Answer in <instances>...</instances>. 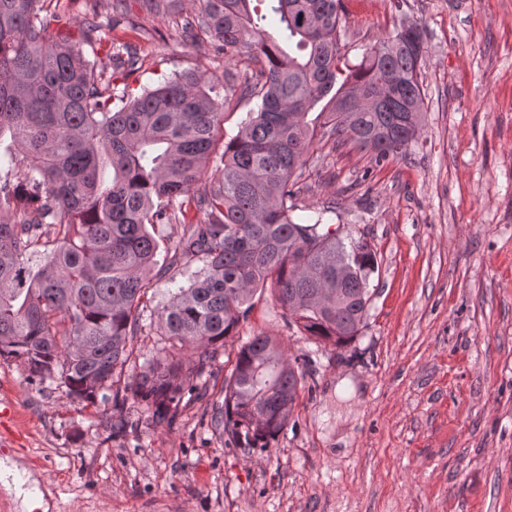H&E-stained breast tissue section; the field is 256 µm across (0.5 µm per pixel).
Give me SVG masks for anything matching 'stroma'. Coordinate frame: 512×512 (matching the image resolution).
<instances>
[{
    "label": "stroma",
    "instance_id": "35a3bbf8",
    "mask_svg": "<svg viewBox=\"0 0 512 512\" xmlns=\"http://www.w3.org/2000/svg\"><path fill=\"white\" fill-rule=\"evenodd\" d=\"M344 52L404 22L424 33V122L381 166L314 140L296 199L335 201L342 224L374 247L379 268L358 338L305 335L269 291L218 348L172 423L144 401L68 398L58 381L0 360V406L13 424L0 457L20 459L51 492L49 512H512V0H344ZM74 24L94 18L89 60L136 49L133 93L164 75L202 71L224 98V132L253 108L233 77L243 51L185 41L196 0L131 4L113 18L92 0H49ZM277 337L304 372L287 427L266 448H239L213 424L224 379L250 336ZM358 380L350 398L342 377Z\"/></svg>",
    "mask_w": 512,
    "mask_h": 512
}]
</instances>
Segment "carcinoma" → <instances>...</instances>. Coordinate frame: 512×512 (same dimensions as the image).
I'll return each mask as SVG.
<instances>
[{
	"mask_svg": "<svg viewBox=\"0 0 512 512\" xmlns=\"http://www.w3.org/2000/svg\"><path fill=\"white\" fill-rule=\"evenodd\" d=\"M41 0H0V170L19 174L28 208L17 215L0 185V359L22 358L41 379L61 370L66 395L94 403L130 363L131 337H163L133 396L169 423L216 347L237 334L258 289H270L299 330L339 347L364 327L377 269L365 238L339 236L336 203L296 214L295 198L317 136L395 159L423 122L422 28L403 24L358 63L342 53L343 0H200L183 27L244 51L241 95L256 108L229 139L204 74L176 73L138 96L119 89L137 53L111 47V68L78 29ZM281 29L266 30L268 14ZM326 121L307 120L319 103ZM221 171L203 182L210 163ZM178 222L174 264H205L160 308L151 229ZM52 247L33 268L28 255ZM304 375L274 336L242 343L224 379L217 426L240 448H267L288 425Z\"/></svg>",
	"mask_w": 512,
	"mask_h": 512,
	"instance_id": "cac0c4a2",
	"label": "carcinoma"
}]
</instances>
